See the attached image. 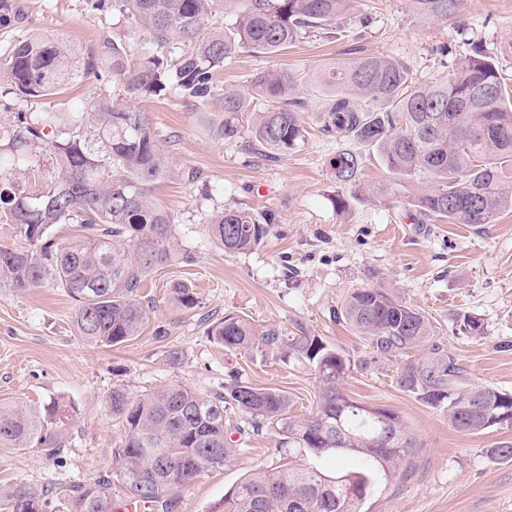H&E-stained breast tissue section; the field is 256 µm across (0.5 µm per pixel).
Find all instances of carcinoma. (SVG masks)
<instances>
[{
	"label": "carcinoma",
	"instance_id": "carcinoma-1",
	"mask_svg": "<svg viewBox=\"0 0 512 512\" xmlns=\"http://www.w3.org/2000/svg\"><path fill=\"white\" fill-rule=\"evenodd\" d=\"M213 2L112 0V10L141 32L140 53H129L122 40L107 39L100 53L83 60L58 36H34L0 60V73L19 95L31 98L55 94L83 68L107 67L118 89L149 95L177 90L203 103L224 64L239 52L274 55L312 29L336 28L357 0H235L234 18L222 30L208 28ZM412 2L429 22L452 18L461 8V0ZM447 66V77L415 83L400 61L349 49L320 75L327 94L320 119L323 131L338 140L376 152L393 176L385 184L363 187V153L340 150L332 164L336 181L354 188L355 195L398 199L399 189L421 183L426 188L407 196L415 223L446 219L480 228L512 208V185L503 175V166L512 163V88L479 41H471L468 56L451 58ZM248 84L262 104L248 150L276 160L300 147L308 130L300 112L299 76L264 70L251 75ZM248 104L242 94L224 92V121L215 128L219 139L242 137ZM35 143L50 152L57 172L33 192L0 187V219L15 225L28 243L24 249L0 244V288L24 291L47 283L62 288L76 302L78 336L100 347L120 345L138 336L147 322L143 280L159 265L192 259L174 219L151 193L152 184L166 174V157L145 113L118 93L95 99L87 111L67 119L39 112L24 121L10 153L0 156V168L17 166ZM273 223L267 213L227 208L206 220L210 241L228 253L252 250ZM57 224H75L79 235L61 242L52 234ZM171 298L185 308L197 304L182 284L171 289ZM332 313L380 358L424 349L419 362L403 367L399 384L446 415L456 430L512 429V394L467 381L454 356L433 341L430 319L389 289L354 288ZM207 333L227 349H256L313 365L319 375L313 411L296 417L286 392L236 378L209 394L183 384L141 396L114 387L108 405L125 428L114 462L127 499L154 512L175 489L224 466L236 452L224 429L228 409L244 413L258 430L276 431L288 462L249 474L225 495L224 512H363L365 500L416 447L398 413L341 391V374L352 366L366 369L370 360L351 359L303 331L284 336L236 313L225 314ZM70 417L58 401L43 407L1 405L0 448L56 455ZM299 457L328 458L335 468L299 464ZM345 458L355 459L357 467L343 468ZM29 498L49 504L45 493L16 484L0 490V512H16ZM68 512H116L112 480L78 487Z\"/></svg>",
	"mask_w": 512,
	"mask_h": 512
}]
</instances>
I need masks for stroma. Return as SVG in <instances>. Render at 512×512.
<instances>
[{
	"label": "stroma",
	"instance_id": "1",
	"mask_svg": "<svg viewBox=\"0 0 512 512\" xmlns=\"http://www.w3.org/2000/svg\"><path fill=\"white\" fill-rule=\"evenodd\" d=\"M356 12L345 19V33L315 29L272 56L241 51L225 63L203 105L192 106L175 91L129 95L130 104L147 115L168 158L155 195L173 216L193 260L161 265L148 275L141 290L148 321L139 336L114 347L77 336L75 303L63 289L49 284L23 292L0 288V404L60 399L73 414L58 455L0 448V488L25 483L48 492L49 512H64L76 486L114 477V455L125 434L107 406L116 386L134 396L178 383L216 392L235 376L286 391L293 415L310 414L317 386L313 367L255 350L225 349L207 336V328L234 312L286 336L302 330L321 337L354 358L367 355L363 341L337 324L331 309L373 272L382 286L433 320L437 344L455 356L471 380L512 393V209L479 229L445 221L412 223L404 205L386 196L349 197L347 208L338 209L337 196L348 192L332 168L341 144L322 129L325 98L312 81L356 45L401 61L416 81L443 77L447 69L435 48L444 44L456 57L468 55L469 46L457 35L465 26L512 85V0H463L456 16L438 22L420 19L410 0H359ZM361 14L371 16L369 26H360ZM57 34L86 55L112 37L133 50L141 43L125 17L92 10L89 0H0V60L20 40ZM266 68L308 79L300 90L307 139L276 160L249 153L242 142L222 141L211 130L224 117L225 89H244L250 75ZM113 89L111 73L98 69L80 72L56 95L30 100L0 77V152L8 153L23 117L83 112ZM54 168V159L36 144L25 164L1 175L18 189L34 191L50 181ZM227 207L274 216L258 247L233 254L210 242L204 219ZM178 283L193 289L195 307L172 303L170 290ZM467 315L481 319L483 333L464 330ZM173 351L180 356L175 365L168 360ZM418 357L412 351L381 358L341 378L345 394L394 410L418 441L396 475L367 499L366 512H512V460L486 456L487 449L512 442V430L458 432L446 416L404 391L400 372ZM226 424L236 455L174 490L169 512H224L225 494L246 473L279 465L276 432L254 430L231 409Z\"/></svg>",
	"mask_w": 512,
	"mask_h": 512
}]
</instances>
